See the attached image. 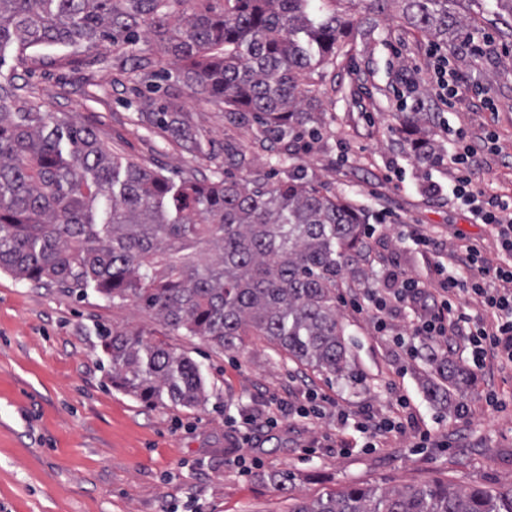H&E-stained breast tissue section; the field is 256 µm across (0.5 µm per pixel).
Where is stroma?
I'll list each match as a JSON object with an SVG mask.
<instances>
[{"label": "stroma", "instance_id": "obj_1", "mask_svg": "<svg viewBox=\"0 0 512 512\" xmlns=\"http://www.w3.org/2000/svg\"><path fill=\"white\" fill-rule=\"evenodd\" d=\"M455 9L475 18V32L492 34L497 50L456 59L472 91L454 107L440 103L427 56L431 38L406 23L394 0L371 35L345 38L335 62L312 73L305 94L311 118L292 135L294 172L356 204L376 226L367 241L369 286L347 280L336 291L357 380L322 374L260 336L222 350L196 336L165 334L132 304L111 306L93 294L81 300L1 273L0 512H288L293 500L351 485H512V368L487 359L452 390L454 408L437 405L425 392L436 343L414 338L416 314L398 307L381 331L371 313L350 303L372 287L390 295L403 274L438 287L436 265L457 275L453 254L465 238L489 263L503 260L488 226L449 201L447 166L415 160L402 128L403 96L423 98L430 112L424 128L437 153L448 150V129L464 130L480 151L477 188L512 194V33L493 0H457ZM141 47L163 57L170 73L159 92L134 95L136 80L112 69L107 42L86 50L79 69L65 65L57 49L23 54L7 46L0 50V83L28 85L43 110L96 129L123 160L174 179L190 161L208 175L223 170V113L177 82L181 62L162 56L154 41ZM136 98L151 110L175 99L203 153L190 157L162 128L137 124L129 106ZM489 132L497 139L493 152L483 148ZM415 229L431 238L430 250L412 241ZM112 327L153 333L190 356L206 382L205 406H147L113 388L99 339ZM408 344L417 347L416 356L406 355ZM311 388L332 401L319 419L295 412ZM491 390L499 407L485 402ZM263 391L283 396L293 411L276 413V425L242 442ZM402 396L409 402L402 432L365 449L357 423L387 417ZM461 403L468 416H460ZM340 409L347 423L338 421ZM423 433L430 439L421 448ZM281 473L290 477L286 494L272 483Z\"/></svg>", "mask_w": 512, "mask_h": 512}]
</instances>
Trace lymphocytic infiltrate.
Listing matches in <instances>:
<instances>
[{"instance_id":"obj_1","label":"lymphocytic infiltrate","mask_w":512,"mask_h":512,"mask_svg":"<svg viewBox=\"0 0 512 512\" xmlns=\"http://www.w3.org/2000/svg\"><path fill=\"white\" fill-rule=\"evenodd\" d=\"M449 143L452 179L448 195L468 206L474 220L491 227L502 253L509 258L508 264L487 265L477 246L467 245L456 255L462 277L447 280L440 291H430L405 276L393 298L373 293L369 302L377 317L390 312L395 301L419 306L423 314L415 327L416 335L438 340L448 352L466 345L475 369H482L491 356L512 364V196L478 199L473 191L479 173L476 149L460 131L453 132ZM461 292L480 303L481 315L474 317L459 310L454 298Z\"/></svg>"}]
</instances>
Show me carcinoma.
<instances>
[{"mask_svg":"<svg viewBox=\"0 0 512 512\" xmlns=\"http://www.w3.org/2000/svg\"><path fill=\"white\" fill-rule=\"evenodd\" d=\"M0 0V50L118 47L112 67L143 82L166 79L160 60L138 48L141 33L184 62L191 95L224 112L231 126L261 117L256 138L285 137L306 120L303 86L336 59L349 25L338 0ZM408 24L438 42L457 41L472 21L452 0H402ZM186 149L203 153L179 110L138 109ZM224 160L237 180L194 167L179 181L122 163L91 128L46 112L25 86L0 83V272L19 282L93 291L132 303L169 333L233 349L263 336L293 359L335 377H354L336 312V288L368 280L366 216L298 175L271 184L234 141ZM101 347L112 386L150 406L197 407L208 394L187 354L137 330L106 329ZM438 381L427 397L451 404L445 384L466 374L431 354ZM291 512H512V489H455L433 482L387 491L351 485Z\"/></svg>","mask_w":512,"mask_h":512,"instance_id":"carcinoma-1","label":"carcinoma"}]
</instances>
